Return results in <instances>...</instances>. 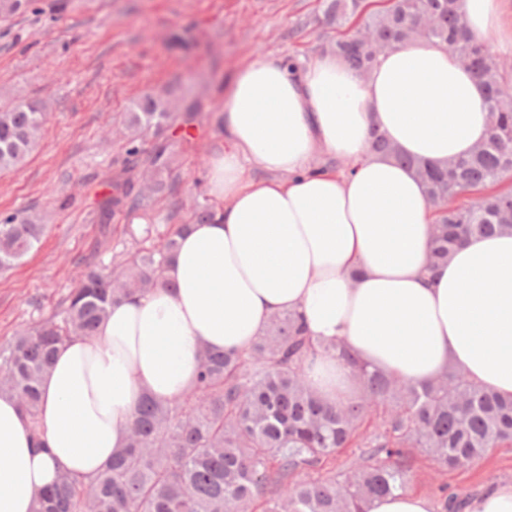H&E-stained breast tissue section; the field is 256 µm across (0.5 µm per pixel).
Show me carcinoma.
<instances>
[{
	"mask_svg": "<svg viewBox=\"0 0 512 512\" xmlns=\"http://www.w3.org/2000/svg\"><path fill=\"white\" fill-rule=\"evenodd\" d=\"M323 22L340 36L329 50L352 70L369 71L378 47L415 39L411 22L433 19L424 40L448 47L468 63L488 91L490 134L483 149L442 166L403 154L374 128L370 149L414 170L435 209L432 263L448 260L469 236L512 233V72L490 42L471 40L461 0H321ZM169 103L146 97L127 113L134 134L160 129L172 119ZM46 122L36 103L0 112V170L25 161ZM138 151L125 175L94 213L111 223L116 211L149 215L151 197L173 196L177 182L167 146L155 147L152 187L135 189ZM184 228L172 225L152 248L128 255L112 275L86 263L76 288L60 309L0 349V394L14 397L29 417L34 442L39 429L41 383L59 345L74 336L92 339L112 305L167 288L165 265ZM43 225L13 215L0 219V269L20 262L39 243ZM345 360L358 372L359 393L338 406L306 382L304 364L318 352ZM512 443V398H503L454 368L439 379L414 384L370 370L342 346L312 341L300 314L274 315L244 351L205 348L194 389L165 402L141 399L128 429L127 449L97 474L61 470L41 493L35 512H364L372 498L407 487L409 455L428 448L448 469L468 467L492 448ZM370 452L322 473L343 449Z\"/></svg>",
	"mask_w": 512,
	"mask_h": 512,
	"instance_id": "cac0c4a2",
	"label": "carcinoma"
}]
</instances>
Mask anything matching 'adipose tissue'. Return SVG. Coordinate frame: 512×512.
Segmentation results:
<instances>
[{
	"mask_svg": "<svg viewBox=\"0 0 512 512\" xmlns=\"http://www.w3.org/2000/svg\"><path fill=\"white\" fill-rule=\"evenodd\" d=\"M462 9L475 41L502 26L504 0ZM220 121L226 146L208 167L216 217L179 237L163 271L174 290L114 304L95 339L58 348L41 384L45 450L16 399L0 395V512H34L60 470L97 473L126 446L143 396L184 395L203 348L246 349L276 312L302 313L315 342L343 343L398 380L452 367L512 395V233L468 238L429 268L423 185L368 144L375 126L404 154L443 164L487 139L485 86L446 46L392 48L365 74L329 52L303 68L260 58L225 88ZM323 153L351 172L314 169ZM252 165L267 178H252ZM305 372L332 402L360 389L329 354Z\"/></svg>",
	"mask_w": 512,
	"mask_h": 512,
	"instance_id": "obj_1",
	"label": "adipose tissue"
}]
</instances>
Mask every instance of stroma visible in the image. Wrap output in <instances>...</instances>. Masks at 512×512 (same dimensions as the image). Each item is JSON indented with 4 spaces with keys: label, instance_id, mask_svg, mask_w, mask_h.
<instances>
[{
    "label": "stroma",
    "instance_id": "obj_1",
    "mask_svg": "<svg viewBox=\"0 0 512 512\" xmlns=\"http://www.w3.org/2000/svg\"><path fill=\"white\" fill-rule=\"evenodd\" d=\"M319 0H31L0 16V110L32 99L47 106L40 138L24 166L0 171V215L41 217V241L0 270V348L61 304L82 265L111 272L116 254L145 246L144 223L116 214L108 237L92 220L129 160L123 116L144 95L170 92L175 111L194 103L208 122L166 130L176 155L177 198L157 199V228L192 223L207 196L211 155L224 144L213 118L225 83L254 60L308 62L334 41L318 28ZM408 491L439 502L440 485L474 496L512 480V445L473 466L443 469L410 451Z\"/></svg>",
    "mask_w": 512,
    "mask_h": 512
}]
</instances>
